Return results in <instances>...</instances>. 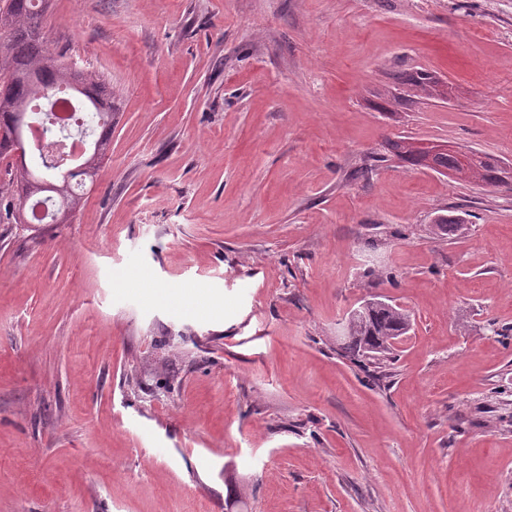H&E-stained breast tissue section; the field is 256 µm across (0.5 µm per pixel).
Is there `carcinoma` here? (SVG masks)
I'll return each instance as SVG.
<instances>
[{"instance_id":"obj_1","label":"carcinoma","mask_w":512,"mask_h":512,"mask_svg":"<svg viewBox=\"0 0 512 512\" xmlns=\"http://www.w3.org/2000/svg\"><path fill=\"white\" fill-rule=\"evenodd\" d=\"M47 0H4L0 7V158L17 150V138L34 120L41 123L46 144L50 145L78 134L88 138L95 134L91 126L74 125L70 129L50 121L43 112V101H51L52 89L68 96L85 98L87 110L100 119V133L90 141V148L78 169L70 172L65 190L66 201L45 194L41 184L56 179V155L41 147L33 148L32 164L26 156L8 168L9 179L0 183V208L11 224H24L25 202L33 197L56 210L66 207L69 214L78 211L85 196L84 188L103 163L112 134V91L105 80L92 72L77 71L55 59L48 50L44 35V13ZM499 166L491 156L483 157L477 180L495 186ZM406 310L383 301L371 303L344 324L346 350L354 356H365L379 364L392 358L390 339L405 335L410 327Z\"/></svg>"}]
</instances>
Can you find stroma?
Returning a JSON list of instances; mask_svg holds the SVG:
<instances>
[{"label":"stroma","instance_id":"1","mask_svg":"<svg viewBox=\"0 0 512 512\" xmlns=\"http://www.w3.org/2000/svg\"><path fill=\"white\" fill-rule=\"evenodd\" d=\"M44 31L112 136L70 223H0V512H512V188L387 150L512 166V0H49ZM374 297L411 316L379 368L338 339ZM415 148L417 149L415 155L420 163L430 169L447 173L448 176L452 177L473 174V171L480 159L479 156L467 154L464 151L449 145L416 143ZM445 154H456L460 158L461 168L459 170L446 169L457 165V159L454 157H447L443 159L441 161L442 167L440 165V159Z\"/></svg>","mask_w":512,"mask_h":512}]
</instances>
